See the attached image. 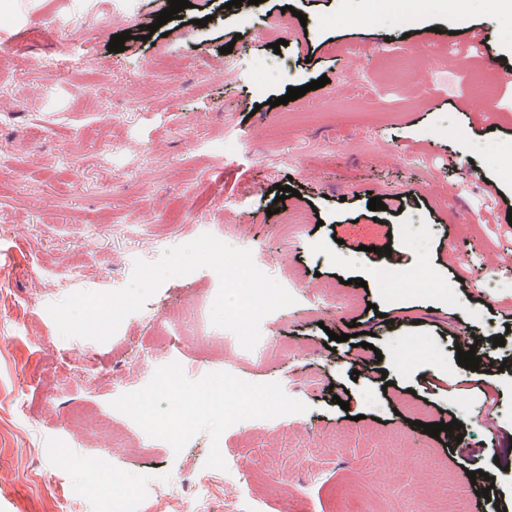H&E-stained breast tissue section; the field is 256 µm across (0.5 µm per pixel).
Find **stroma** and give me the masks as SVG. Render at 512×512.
Returning a JSON list of instances; mask_svg holds the SVG:
<instances>
[{"label":"stroma","instance_id":"1","mask_svg":"<svg viewBox=\"0 0 512 512\" xmlns=\"http://www.w3.org/2000/svg\"><path fill=\"white\" fill-rule=\"evenodd\" d=\"M29 43L0 41V502L9 512H103L93 465L108 456L133 512H156L159 491L210 465L233 461L210 512L248 488L267 512H300L298 491L324 497L323 512H431L446 493L464 512H512V172L471 144L512 149V0H421L413 25L360 22L364 0H259L244 12L224 0H191L180 18L142 39L160 0H138L131 20L100 26L112 0H11ZM206 27H199L200 19ZM132 31L122 52L112 35ZM56 34L45 49V32ZM484 64L463 67L471 35ZM284 40L273 51L270 40ZM394 44L396 57L369 49ZM241 68L225 75L221 47ZM181 53L180 88L135 81L141 66ZM82 68L37 79L48 55ZM280 59L262 91L254 67ZM324 87L272 106L288 88ZM121 120H113V112ZM128 146L121 163L108 150ZM155 153L138 167V151ZM293 195L279 199L280 187ZM379 197L385 209L368 208ZM306 217L287 237L289 213ZM431 231L423 249L407 240ZM229 231L255 266L280 284L302 283L295 304L263 318L257 358L238 357L232 334L197 336L193 321L156 339L163 317L188 298H216L210 268L167 279L107 341L62 338L49 304L77 291L111 293L135 260ZM391 246L419 288L390 296L368 247ZM354 296L353 308L336 301ZM370 334L369 347L330 333ZM504 337L492 354L504 371L475 376L456 361V340ZM428 347L409 368L412 339ZM187 365L157 388L170 363ZM151 391L144 417L127 397ZM265 398L275 416H242V399ZM348 409H341V402ZM456 418L459 440L415 427ZM81 409L110 421L111 435L68 424ZM483 471L476 482L469 471ZM493 485H486L485 476ZM489 488V497L479 489Z\"/></svg>","mask_w":512,"mask_h":512}]
</instances>
